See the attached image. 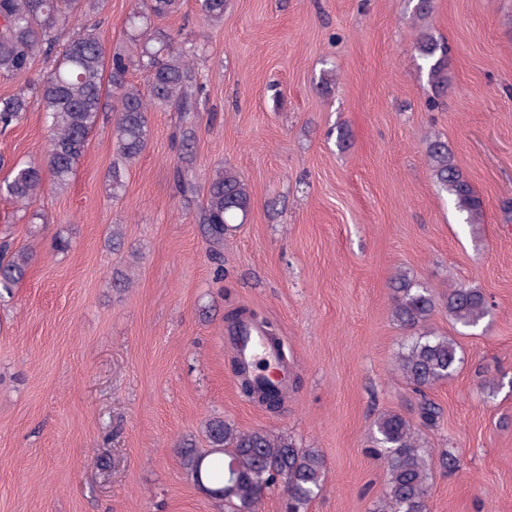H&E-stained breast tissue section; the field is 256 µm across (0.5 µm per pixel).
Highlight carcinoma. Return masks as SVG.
<instances>
[{"mask_svg":"<svg viewBox=\"0 0 512 512\" xmlns=\"http://www.w3.org/2000/svg\"><path fill=\"white\" fill-rule=\"evenodd\" d=\"M226 0H202L206 17L224 18ZM179 0H142L128 18L129 47L124 53L107 55L96 35V26L72 28V21L90 12H100L103 0H0V78L10 79L30 70L41 54L51 61L50 69L32 90L0 97V132L18 124L31 99L42 107L50 139L44 163H14L0 157V167L10 165L9 177L0 182V196L26 206L36 198L49 174L55 189L65 190L76 166L84 158L91 133L99 123L112 125L115 160L108 173L114 199L126 190L130 167L146 149L149 114L157 108L180 113L178 147L188 152L195 139L198 94L203 88L195 71L197 51L181 44L158 21L178 9ZM416 50L424 62L430 84L437 90L448 86L446 47L432 34L421 33ZM138 67L146 90L130 82L128 75ZM427 154L432 176L452 200L464 223L473 226L483 217V201L463 171L453 162L448 143L436 139ZM173 180L183 195L195 192L189 168L174 169ZM251 191L236 172L221 167L208 179L206 201L197 214L209 239L224 240L232 224H243L251 210ZM33 254L14 249L12 239L0 237V295L9 294L26 276ZM394 314L415 336L398 356L399 369L420 396L418 415L434 427L440 407L426 390L456 372L462 358L457 342L428 327L436 298L427 287L400 274L394 279ZM448 316L463 328H475L490 315L492 304L476 287L448 289ZM231 331L254 325L273 330L241 309L227 315ZM209 450L196 448L191 439L177 448L180 466L199 488L224 502L225 512H258L262 492L282 489L286 512H307L310 502L324 489L327 464L315 448H303L287 435L263 430L241 431L221 416L210 418L204 431ZM374 452L383 458L388 471L387 490L377 512H427L432 465L446 471L459 467L451 448L436 452L424 447L410 422L401 414L385 412L374 421Z\"/></svg>","mask_w":512,"mask_h":512,"instance_id":"obj_1","label":"carcinoma"}]
</instances>
